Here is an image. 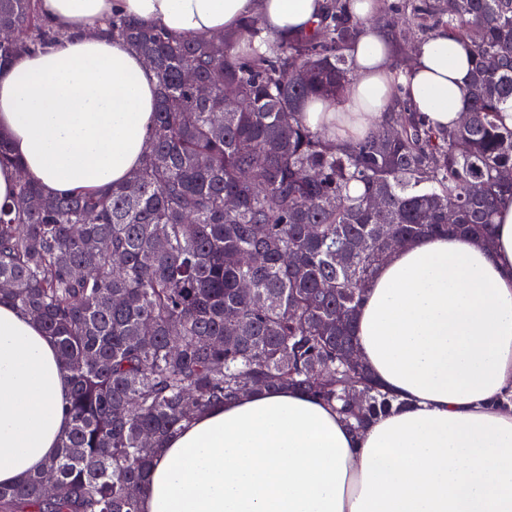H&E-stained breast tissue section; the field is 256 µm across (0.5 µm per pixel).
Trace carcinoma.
Segmentation results:
<instances>
[{"mask_svg": "<svg viewBox=\"0 0 512 512\" xmlns=\"http://www.w3.org/2000/svg\"><path fill=\"white\" fill-rule=\"evenodd\" d=\"M381 20L405 47L400 74L439 30L473 47L470 108L454 130L427 125L405 96L345 147L303 122L305 100L335 99L353 80L347 48L364 22L348 0H330L292 41L263 38L262 52L239 47L260 36L255 17L173 38L112 14L105 34L158 81L140 167L106 191L60 196L27 177L0 204V302L55 340L71 386L58 453L0 485V512H141L165 439L256 390H299L353 433L393 409L366 366L342 354L356 348L354 315L393 251L380 227L404 244L493 240L499 203L512 197V0H383ZM0 28L14 33L0 42L1 67L61 37L37 0H0ZM188 69L208 95L185 82ZM49 474L58 498L45 492Z\"/></svg>", "mask_w": 512, "mask_h": 512, "instance_id": "cac0c4a2", "label": "carcinoma"}]
</instances>
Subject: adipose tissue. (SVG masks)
<instances>
[{"label":"adipose tissue","mask_w":512,"mask_h":512,"mask_svg":"<svg viewBox=\"0 0 512 512\" xmlns=\"http://www.w3.org/2000/svg\"><path fill=\"white\" fill-rule=\"evenodd\" d=\"M64 37L0 68V133L20 168L0 166V201L19 174L51 195L101 190L139 165L157 79L124 40L102 35L113 12L171 36H210L257 17L288 40L328 0H38ZM382 0H349L365 27L355 79L302 119L337 144L361 137L404 86L429 125H458L469 101L471 47L435 32L396 74L369 20ZM357 349L395 399L353 434L336 411L296 390L257 391L212 408L168 438L145 478V512H512V198L492 244L461 234L397 249L378 266L355 319ZM56 345L0 303V483L18 484L69 427Z\"/></svg>","instance_id":"adipose-tissue-1"}]
</instances>
